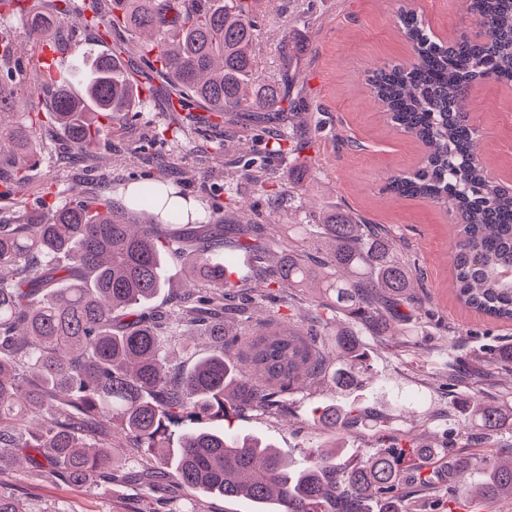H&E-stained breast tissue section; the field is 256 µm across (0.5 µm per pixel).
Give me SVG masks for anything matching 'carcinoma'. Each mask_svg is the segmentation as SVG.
Returning a JSON list of instances; mask_svg holds the SVG:
<instances>
[{"instance_id":"1","label":"carcinoma","mask_w":512,"mask_h":512,"mask_svg":"<svg viewBox=\"0 0 512 512\" xmlns=\"http://www.w3.org/2000/svg\"><path fill=\"white\" fill-rule=\"evenodd\" d=\"M260 0H0V62L19 59L8 31L19 19L44 38L56 21L91 11L87 25L120 26L129 35H156L143 49L159 64V92L185 109L204 104L218 117L232 112L277 114L290 123L288 72L266 77L254 44ZM484 27L483 37L444 44L421 16L403 9L397 23L415 53L409 65L367 71L385 119L420 141L421 166L394 172L384 191L443 207L457 220L452 250L454 291L460 303L490 319L512 322V187L487 179L473 151L470 88L492 79L512 82V0H464ZM124 47L93 53L70 72L56 69L28 80L22 70L0 73V142L9 141L12 176L0 199L26 184L47 143L31 125L5 123L18 108L38 124L60 130L72 149L89 154L109 127L95 121L123 112L142 116L137 84L121 63ZM77 82L84 97L69 93ZM282 130L261 162L244 164L246 177L273 197ZM38 224L23 214L0 223V469L42 471L85 486L116 464L112 428L173 471L187 490L226 501L246 500L254 512H408L410 495L431 494L439 512L468 503L512 500V448L486 440L512 432V385L500 400L471 397V424L458 431L459 448H431L396 440L385 417L336 405L315 409L314 423L352 431L368 422L382 434L370 455L344 449L303 448L294 468L271 447L215 429L247 409L280 407L306 386L331 378L351 393L367 379L363 333H395L422 309L410 296L411 264L370 224L334 214L322 224H298L284 237L276 224H213L232 237L229 249L250 257V272L233 284L242 302H226L225 265L212 261L196 200L179 183L131 176L126 206L146 211V224L123 221L107 198H88L80 185ZM184 226L183 239L164 237ZM181 261L201 287L179 294L186 307L158 315L147 304L166 287L169 261ZM313 284L318 293L300 325L274 318L255 327L251 309L297 300L285 289ZM190 326L211 343L184 372L164 353V342ZM178 436L179 445L169 440Z\"/></svg>"}]
</instances>
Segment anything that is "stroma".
I'll return each instance as SVG.
<instances>
[{
  "instance_id": "stroma-1",
  "label": "stroma",
  "mask_w": 512,
  "mask_h": 512,
  "mask_svg": "<svg viewBox=\"0 0 512 512\" xmlns=\"http://www.w3.org/2000/svg\"><path fill=\"white\" fill-rule=\"evenodd\" d=\"M402 6L416 10L441 41L478 33L463 0H266L255 52L265 75L283 69L295 75L291 96L298 111L290 125L293 150L277 163L283 193L278 208H271L242 174L244 163L264 151L263 127L232 128L221 122L197 131L191 116L173 110L160 94L148 97L141 122L115 116L108 136L91 155L74 159L64 141L53 144L23 198L26 214L38 217L45 183L76 179L117 202L129 176L162 168L219 221L232 194L249 204L241 216L245 223L318 224L325 215L343 211L376 225L416 266L414 292L430 315L402 327L398 346L367 337L374 377L361 398L371 412L388 417L390 435L440 448L467 422L460 401L473 388L464 381L449 383L439 369L449 338H456L469 362L488 350L511 348L512 323L490 321L457 302L451 272L453 217L429 202L383 190L387 176L417 168L423 153L413 136L387 123L365 81L372 67L414 60L412 45L396 23ZM286 34L301 49L284 56L278 43ZM56 37L65 47L62 65L68 69L90 52L127 41L128 34L117 27L105 37L71 18ZM469 109L478 129L475 151L488 177L512 186V85L474 84ZM157 126L179 129L178 143L151 145ZM216 139L225 143L224 155L217 157L208 151ZM335 400L336 390L326 381L288 397L280 409L245 411L231 427L293 461L300 460L301 449L332 442L358 455L375 450L378 438L369 431L335 438L313 426V409ZM0 490L13 495L25 512H251L247 502L196 495L173 478L157 490L127 479L121 470L114 471L112 480L86 488L34 474L18 481L5 469Z\"/></svg>"
}]
</instances>
